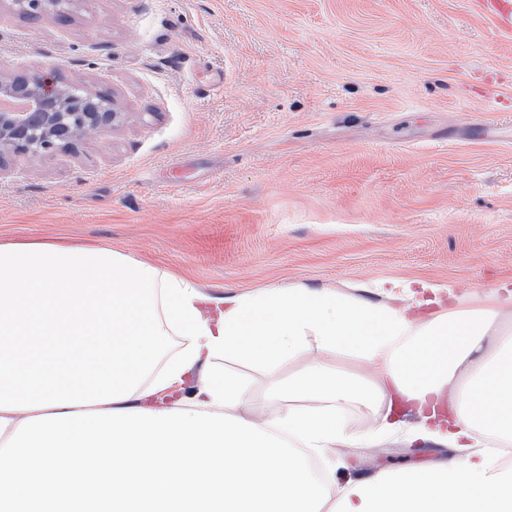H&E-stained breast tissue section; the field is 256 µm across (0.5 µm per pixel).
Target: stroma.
Wrapping results in <instances>:
<instances>
[{
  "instance_id": "stroma-1",
  "label": "stroma",
  "mask_w": 512,
  "mask_h": 512,
  "mask_svg": "<svg viewBox=\"0 0 512 512\" xmlns=\"http://www.w3.org/2000/svg\"><path fill=\"white\" fill-rule=\"evenodd\" d=\"M111 98L100 136L0 160V243L105 246L215 297L306 284L383 301L512 281V29L473 0H0V75ZM264 412L267 380L234 356ZM329 454L336 483L448 449ZM16 10L26 15H33L40 12H54L58 14L67 13L74 0H13Z\"/></svg>"
}]
</instances>
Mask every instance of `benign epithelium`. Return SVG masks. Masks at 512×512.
<instances>
[{
    "label": "benign epithelium",
    "mask_w": 512,
    "mask_h": 512,
    "mask_svg": "<svg viewBox=\"0 0 512 512\" xmlns=\"http://www.w3.org/2000/svg\"><path fill=\"white\" fill-rule=\"evenodd\" d=\"M17 11L67 13L74 0H13ZM0 98L22 111L0 110V156L37 155L112 128V101L77 83H62L42 71L0 78Z\"/></svg>",
    "instance_id": "7a95c632"
}]
</instances>
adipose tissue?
<instances>
[{"label": "adipose tissue", "instance_id": "obj_1", "mask_svg": "<svg viewBox=\"0 0 512 512\" xmlns=\"http://www.w3.org/2000/svg\"><path fill=\"white\" fill-rule=\"evenodd\" d=\"M384 301L273 285L230 298L134 255L58 241L0 244V506L99 512H512V290L429 311L447 284L387 280ZM179 354L159 363L166 337ZM316 337L322 356L282 377ZM354 356L346 372L332 356ZM233 355L261 369L255 417ZM187 406L151 404L187 374ZM373 412L351 430L343 411ZM404 432L448 460L339 485L310 464Z\"/></svg>", "mask_w": 512, "mask_h": 512}]
</instances>
